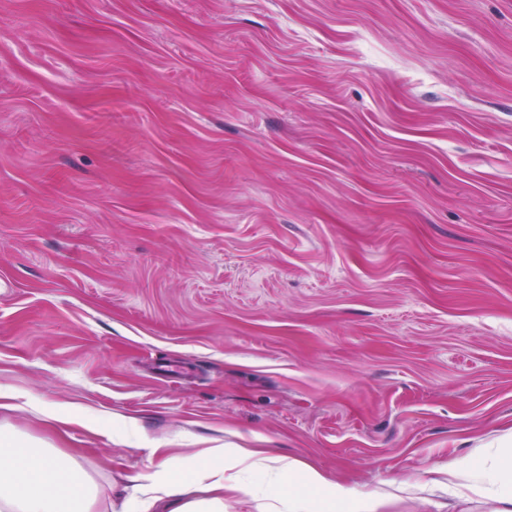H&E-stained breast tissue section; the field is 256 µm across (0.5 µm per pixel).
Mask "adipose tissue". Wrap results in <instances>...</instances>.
Returning a JSON list of instances; mask_svg holds the SVG:
<instances>
[{
  "label": "adipose tissue",
  "mask_w": 512,
  "mask_h": 512,
  "mask_svg": "<svg viewBox=\"0 0 512 512\" xmlns=\"http://www.w3.org/2000/svg\"><path fill=\"white\" fill-rule=\"evenodd\" d=\"M189 473L164 462L136 479L128 512H224V496L243 491L241 476L259 473L264 494L288 496V512H379L376 492L352 495L320 471L297 461L263 456L253 448H209L195 454ZM448 497L457 504L494 503L512 512V448L448 461ZM98 485L75 460L53 448L0 433V512H106Z\"/></svg>",
  "instance_id": "obj_1"
}]
</instances>
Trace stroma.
Returning a JSON list of instances; mask_svg holds the SVG:
<instances>
[{
  "label": "stroma",
  "mask_w": 512,
  "mask_h": 512,
  "mask_svg": "<svg viewBox=\"0 0 512 512\" xmlns=\"http://www.w3.org/2000/svg\"><path fill=\"white\" fill-rule=\"evenodd\" d=\"M0 389L114 512L200 448L448 512L512 432V0H0Z\"/></svg>",
  "instance_id": "stroma-1"
}]
</instances>
